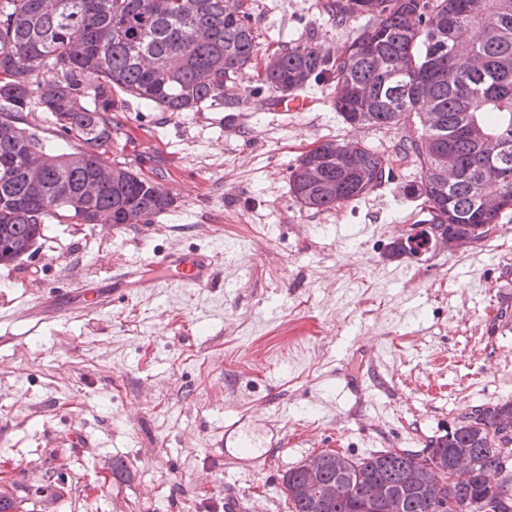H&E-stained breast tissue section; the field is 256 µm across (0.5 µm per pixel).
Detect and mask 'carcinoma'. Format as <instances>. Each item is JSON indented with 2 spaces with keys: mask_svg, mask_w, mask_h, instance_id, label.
<instances>
[{
  "mask_svg": "<svg viewBox=\"0 0 512 512\" xmlns=\"http://www.w3.org/2000/svg\"><path fill=\"white\" fill-rule=\"evenodd\" d=\"M343 22L369 23L336 53L287 43L259 72L264 86L292 94L333 86L332 105L350 126L395 127L416 119L396 155L419 169L411 193L424 199L427 227L394 255L415 256L440 217L473 242L488 237L503 213L479 194L512 200V0H330ZM259 53L245 0H0V264L30 248L42 226L150 224L174 198L127 162L101 163L122 130L126 98L159 112H199L224 103V89L255 66ZM49 66L55 78L38 80ZM44 113L56 140L26 123ZM434 114L425 127L421 113ZM500 141L492 161L476 152L472 130ZM341 146L326 140L290 171L300 208L332 211L382 183L391 160L356 143L363 176L342 169ZM451 153L462 179L442 189L433 178ZM321 168L313 183L311 166ZM323 479L336 482V502L318 510L304 491L306 474L283 476L288 512H512V400L472 407L454 428L415 451H378L342 462L324 454ZM472 464L469 479L450 483L436 468ZM499 481L489 489L482 474Z\"/></svg>",
  "mask_w": 512,
  "mask_h": 512,
  "instance_id": "carcinoma-1",
  "label": "carcinoma"
}]
</instances>
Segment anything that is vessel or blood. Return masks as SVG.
Instances as JSON below:
<instances>
[{"label":"vessel or blood","mask_w":512,"mask_h":512,"mask_svg":"<svg viewBox=\"0 0 512 512\" xmlns=\"http://www.w3.org/2000/svg\"><path fill=\"white\" fill-rule=\"evenodd\" d=\"M315 100L310 96L284 95L272 96L266 99L265 107L272 112H308L311 111ZM151 275L141 271L128 272L127 277L140 288H153L161 283H172L183 288H204L209 284L211 259L205 252L199 250H176L155 254L149 263ZM366 371L359 378L348 377L345 372H338L337 379L342 389L351 396L361 397L374 387L377 366L374 356H367ZM224 439L230 442L236 457L254 458L256 443L254 439L237 426H229L224 430Z\"/></svg>","instance_id":"obj_1"}]
</instances>
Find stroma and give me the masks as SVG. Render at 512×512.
I'll return each instance as SVG.
<instances>
[{"label":"stroma","instance_id":"stroma-1","mask_svg":"<svg viewBox=\"0 0 512 512\" xmlns=\"http://www.w3.org/2000/svg\"><path fill=\"white\" fill-rule=\"evenodd\" d=\"M325 0H247L261 56L282 43L333 52L365 23ZM311 112L259 108L256 69L201 114L130 101L111 157L163 169L175 198L151 224H47L19 265H0V496L14 512H278L284 474L324 449L357 459L420 450L472 406L512 400V219L451 255L389 254L419 230L411 163L360 199L314 213L289 191L312 144L359 141L394 155L406 127L353 128L331 90ZM217 254L212 287L110 279L168 249ZM100 284L81 312L77 283ZM372 346L390 395L336 409V373ZM271 443L224 458L225 423Z\"/></svg>","mask_w":512,"mask_h":512}]
</instances>
